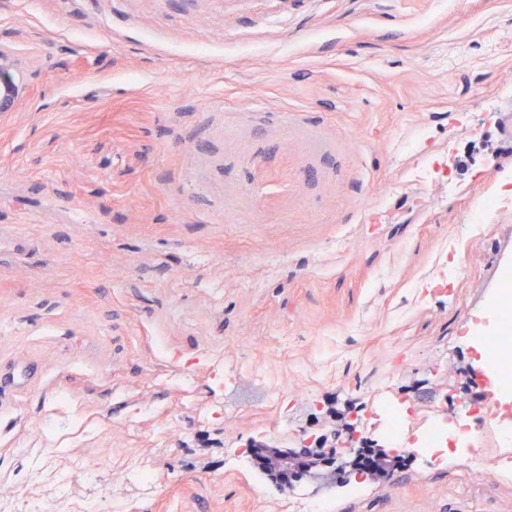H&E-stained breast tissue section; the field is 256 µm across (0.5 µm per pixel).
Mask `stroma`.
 <instances>
[{
  "mask_svg": "<svg viewBox=\"0 0 512 512\" xmlns=\"http://www.w3.org/2000/svg\"><path fill=\"white\" fill-rule=\"evenodd\" d=\"M4 38L27 89L0 113L1 501L512 512V471L355 419L384 387L485 400L512 210L462 218L512 180V0H0ZM430 154L457 191L409 180ZM350 431L406 467L340 448L343 482L284 485L244 453ZM353 463L377 475H384L390 466V462L374 448H360Z\"/></svg>",
  "mask_w": 512,
  "mask_h": 512,
  "instance_id": "stroma-1",
  "label": "stroma"
}]
</instances>
